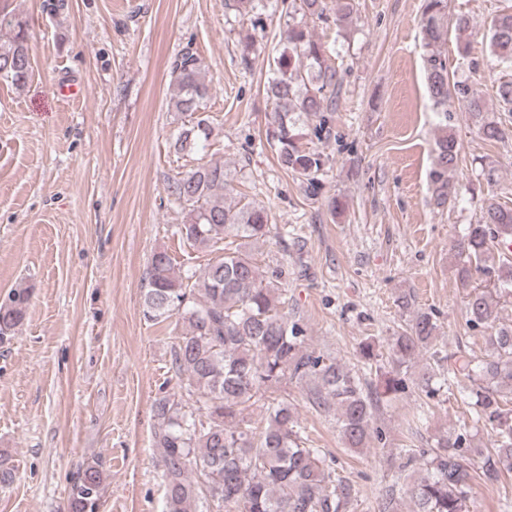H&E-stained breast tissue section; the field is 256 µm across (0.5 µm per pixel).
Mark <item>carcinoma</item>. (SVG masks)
<instances>
[{
    "label": "carcinoma",
    "mask_w": 512,
    "mask_h": 512,
    "mask_svg": "<svg viewBox=\"0 0 512 512\" xmlns=\"http://www.w3.org/2000/svg\"><path fill=\"white\" fill-rule=\"evenodd\" d=\"M446 0H425L421 30L427 49V90L433 106L448 112V100L464 102L487 141L506 137V128L484 117L482 100L462 84L450 83L448 59L440 45L448 35ZM353 5L339 0L333 23L351 21ZM282 50L266 92L273 103L267 116V139L277 148L280 164L303 177L315 193V175L323 158L301 147L307 121L332 111L339 71L328 64L323 44L309 21L328 20L323 0H299L287 12ZM13 34L0 40V79L23 82L31 68L26 24L0 10V29ZM469 21L455 22L458 53L468 54ZM490 52L512 63V12L499 14L489 36ZM173 110L181 119L174 147L192 151L211 134L204 103L210 94L201 59L187 49L172 64ZM457 160L455 139L436 141L430 182L436 204L454 198L448 169ZM232 191L224 164L211 162L176 178L170 195L185 220L175 234L210 249L214 257L201 275L176 272L165 250L152 255L144 314L161 322L174 315L185 331L171 349V367L184 382L191 402L163 395L154 401V447L161 453L165 512H198L203 501L213 512H346L350 485L327 463L323 449L300 426L288 396L278 391L288 383L310 385L309 400L318 410L333 411L342 444L351 451L371 440L373 409L384 398L414 387L431 399L454 385L476 422L490 435V450L481 466L467 462L471 441L462 432L440 436L431 452L422 454L424 474L404 486L388 487L381 512H395L405 494L413 512H470L475 481L496 483L512 472V325L499 326L501 299L512 293V208L493 198L483 200L479 223L468 225L455 245L458 279L468 289L466 323L488 327L484 352L459 350L452 355L433 349L438 329L435 314L418 309L391 337L389 367L373 366L378 354L372 343L362 346L364 364L375 367L370 382L323 353L309 349L303 319L287 311L288 289L282 267H264L251 248L268 237L275 225L262 208L226 201ZM504 250L502 266L488 267L484 257ZM29 290L15 288L0 303V343L10 340L23 321ZM425 359L416 378L408 368ZM261 404L266 425L259 428L249 408ZM103 463L79 468L68 512H100Z\"/></svg>",
    "instance_id": "carcinoma-1"
}]
</instances>
